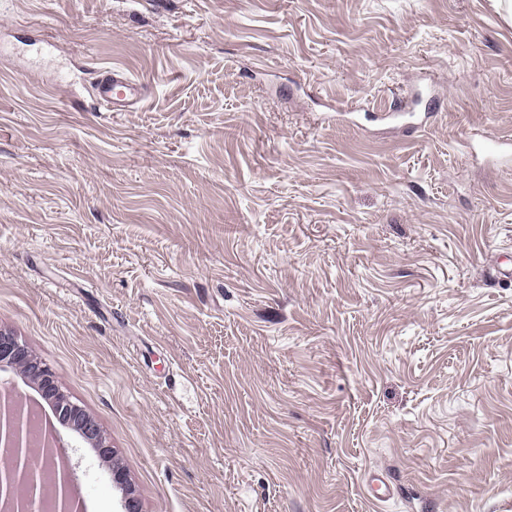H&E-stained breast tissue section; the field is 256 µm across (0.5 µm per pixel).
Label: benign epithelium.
<instances>
[{"label": "benign epithelium", "mask_w": 512, "mask_h": 512, "mask_svg": "<svg viewBox=\"0 0 512 512\" xmlns=\"http://www.w3.org/2000/svg\"><path fill=\"white\" fill-rule=\"evenodd\" d=\"M12 368L34 379L43 398L54 408L61 426L67 428L80 440L94 449L99 462L110 463L114 450L102 434L98 425L61 392L50 370L34 360L28 348L13 335L0 331V370ZM0 447L7 456L0 462V499L10 501L24 493L27 501H33L35 474L28 466L30 447L23 412L14 390H0ZM112 483L123 490L119 512H141L140 502L128 485L125 472L112 467ZM71 479L61 481L53 493L56 512H68L67 489Z\"/></svg>", "instance_id": "7a95c632"}]
</instances>
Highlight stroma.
Instances as JSON below:
<instances>
[{
    "instance_id": "35a3bbf8",
    "label": "stroma",
    "mask_w": 512,
    "mask_h": 512,
    "mask_svg": "<svg viewBox=\"0 0 512 512\" xmlns=\"http://www.w3.org/2000/svg\"><path fill=\"white\" fill-rule=\"evenodd\" d=\"M110 68L129 111L92 107ZM476 133L512 135L493 0H0V330L142 512H497L512 166ZM96 100L94 108L103 107L108 112H126L139 102L142 87L122 70H106L97 76L95 82ZM12 368L34 379L43 398L54 408L61 426L94 449L100 463H111L114 450L98 425L61 392L53 374L46 366L34 360L28 348L13 335L0 331V370Z\"/></svg>"
}]
</instances>
